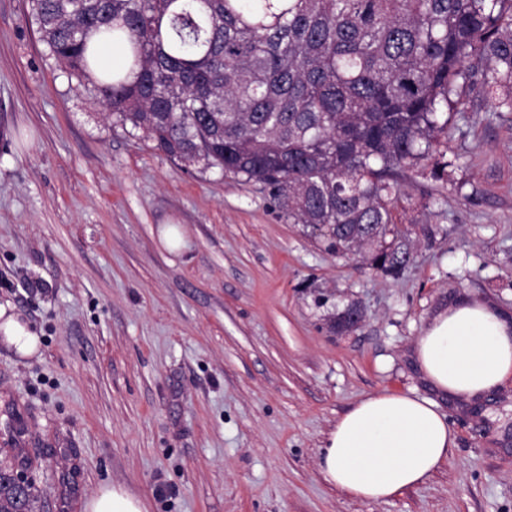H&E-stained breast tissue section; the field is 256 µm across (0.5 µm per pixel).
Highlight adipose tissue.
<instances>
[{"mask_svg":"<svg viewBox=\"0 0 512 512\" xmlns=\"http://www.w3.org/2000/svg\"><path fill=\"white\" fill-rule=\"evenodd\" d=\"M414 354L438 396L478 400L512 380V322L489 304L461 300L423 329ZM455 441L436 399L377 392L337 420L321 469L347 495L384 502L425 484L447 463Z\"/></svg>","mask_w":512,"mask_h":512,"instance_id":"1","label":"adipose tissue"}]
</instances>
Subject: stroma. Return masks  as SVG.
Instances as JSON below:
<instances>
[{
  "mask_svg": "<svg viewBox=\"0 0 512 512\" xmlns=\"http://www.w3.org/2000/svg\"><path fill=\"white\" fill-rule=\"evenodd\" d=\"M28 0H0V448L38 463L40 512L122 486L150 512H512V381L440 399L448 464L386 502L321 472L366 396H432L417 336L460 298L512 317V112L473 78L452 138L410 172L384 275L324 251L258 185L199 174L113 126L48 57ZM348 332L331 327L347 305ZM0 331L7 336L10 344H13L17 352L23 356H31L37 352L38 338L22 324L17 315L8 314L7 309L0 305Z\"/></svg>",
  "mask_w": 512,
  "mask_h": 512,
  "instance_id": "1",
  "label": "stroma"
}]
</instances>
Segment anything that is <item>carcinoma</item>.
<instances>
[{
  "mask_svg": "<svg viewBox=\"0 0 512 512\" xmlns=\"http://www.w3.org/2000/svg\"><path fill=\"white\" fill-rule=\"evenodd\" d=\"M48 55L112 123L167 157L268 191L334 255L398 273L391 206L439 152L481 68L512 112V0H29ZM124 46L95 73L91 40ZM353 305L333 328L352 329ZM36 468L0 461V512H35Z\"/></svg>",
  "mask_w": 512,
  "mask_h": 512,
  "instance_id": "carcinoma-1",
  "label": "carcinoma"
}]
</instances>
